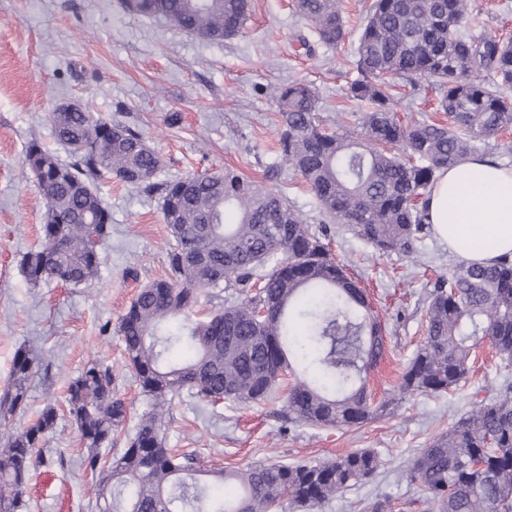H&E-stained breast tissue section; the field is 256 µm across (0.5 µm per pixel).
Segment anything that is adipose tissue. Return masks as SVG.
<instances>
[{"mask_svg": "<svg viewBox=\"0 0 512 512\" xmlns=\"http://www.w3.org/2000/svg\"><path fill=\"white\" fill-rule=\"evenodd\" d=\"M428 222L460 259L487 264L512 255V167L474 159L440 171L428 195Z\"/></svg>", "mask_w": 512, "mask_h": 512, "instance_id": "obj_1", "label": "adipose tissue"}]
</instances>
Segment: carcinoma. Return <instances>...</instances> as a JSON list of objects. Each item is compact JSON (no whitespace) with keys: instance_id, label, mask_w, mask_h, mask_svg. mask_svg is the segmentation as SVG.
<instances>
[{"instance_id":"1","label":"carcinoma","mask_w":512,"mask_h":512,"mask_svg":"<svg viewBox=\"0 0 512 512\" xmlns=\"http://www.w3.org/2000/svg\"><path fill=\"white\" fill-rule=\"evenodd\" d=\"M133 14L161 16L212 42L240 35L251 0H123ZM293 8L330 49L346 35L340 0H294ZM354 50L358 76L348 96L368 109L336 131L323 126L321 100L305 81L275 92L280 133L275 173L285 164L314 196L312 222L279 192L226 167L156 181L158 154L141 133L90 112L48 119L70 162L37 140L25 162L47 202L39 247L21 260L33 284L81 288L95 280L112 214L98 184L115 178L162 199L174 244L170 276L145 284L118 325L127 365L149 409L112 459L127 407L112 391V367L95 359L69 382L66 401L95 476L98 512H274L283 499L310 512L375 474L373 450L305 464L257 463L205 469L193 452L166 446L162 417L186 395L213 408L259 405L286 387L288 419L342 429L379 419L411 395L441 396L467 379L487 342L512 364V258L458 262L439 278L425 309V340L399 383L376 399L369 375L386 354L384 329L347 266L325 243V223L343 224L382 253L424 248L426 196L437 172L494 153L511 154L512 39L475 36L471 0H370ZM492 75L495 84L477 80ZM430 79L445 119L401 123L387 92L393 78ZM243 298L200 319L210 288ZM39 357L19 349L0 395V512H22L45 435L46 406L22 430L27 383ZM435 512H512V382L437 434L406 471Z\"/></svg>"}]
</instances>
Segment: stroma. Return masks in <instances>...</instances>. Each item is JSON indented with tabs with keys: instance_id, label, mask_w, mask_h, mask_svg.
I'll return each mask as SVG.
<instances>
[{
	"instance_id": "stroma-1",
	"label": "stroma",
	"mask_w": 512,
	"mask_h": 512,
	"mask_svg": "<svg viewBox=\"0 0 512 512\" xmlns=\"http://www.w3.org/2000/svg\"><path fill=\"white\" fill-rule=\"evenodd\" d=\"M365 2L342 0L347 34L328 49L315 44L291 0H252L243 35L219 43L185 33L165 18L130 13L122 0H0V392L10 383L15 351L30 346L49 366L30 380L28 405L14 422L30 424L50 404L58 411L26 512H95L92 475L81 464L83 446L64 392L88 360H104L127 406L118 439L132 435L147 399L125 366L117 327L138 288L167 276L172 244L161 198L113 179L99 186L112 213V238L102 250L98 278L78 289L29 284L20 259L40 243L46 200L24 166L28 143L38 140L69 161L47 116L78 101L94 115L135 127L161 158L158 180L229 166L311 212L314 198L298 173L284 166L277 177L266 176L279 124L271 91L295 80L312 82L331 129L343 113L361 111L346 89L357 76L351 61ZM473 8L476 33L512 36V0H474ZM390 92L401 119L436 118L432 81L395 79ZM329 234L333 254L349 264L387 328V355L371 375L380 393L396 385L422 344L428 294L457 258L432 233L416 259L379 253L336 224ZM499 365L480 347L456 389L439 397H407L390 415L361 426L325 429L294 422L281 398L211 409L186 397L166 412L162 429L168 447L195 452L217 468L308 463L371 449L382 460L377 474L319 512H366L378 498L392 512H425V496L405 470L475 399L496 392L503 380Z\"/></svg>"
}]
</instances>
